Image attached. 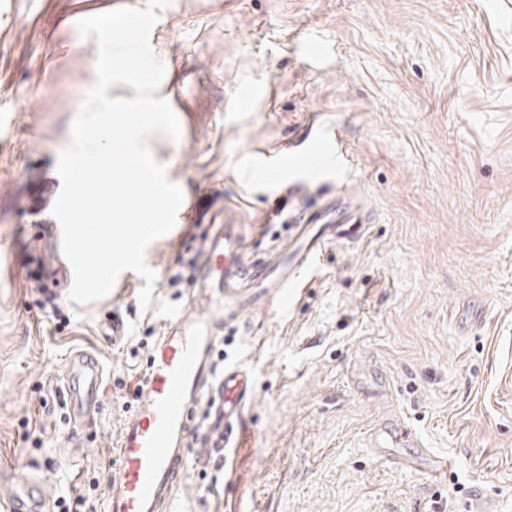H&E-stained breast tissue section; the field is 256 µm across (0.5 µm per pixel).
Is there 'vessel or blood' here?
<instances>
[{
  "label": "vessel or blood",
  "mask_w": 512,
  "mask_h": 512,
  "mask_svg": "<svg viewBox=\"0 0 512 512\" xmlns=\"http://www.w3.org/2000/svg\"><path fill=\"white\" fill-rule=\"evenodd\" d=\"M325 140L327 150L316 164L327 169L342 163L345 152L338 136L329 134ZM287 221L293 233L269 259L248 257L241 225L229 220L210 228L199 266L205 285L186 312L164 323L147 356L138 402L123 422L108 471L106 512H174L176 492L188 478L189 433L207 394L221 390L228 441L243 425L255 394L254 379L245 369L225 367L220 379L214 374V353L225 327L240 322L245 312L287 309L302 271L336 241L362 239L370 217L358 203L326 191L319 205L290 208ZM66 371V443L77 448L102 411L106 373L104 364L85 352L70 355ZM370 440L379 457L403 442L417 450L413 465L432 475L444 467L420 448L407 427L378 426ZM0 512H47L42 482L17 481L12 468L1 466Z\"/></svg>",
  "instance_id": "1"
}]
</instances>
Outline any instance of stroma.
Listing matches in <instances>:
<instances>
[{
  "instance_id": "1",
  "label": "stroma",
  "mask_w": 512,
  "mask_h": 512,
  "mask_svg": "<svg viewBox=\"0 0 512 512\" xmlns=\"http://www.w3.org/2000/svg\"><path fill=\"white\" fill-rule=\"evenodd\" d=\"M147 0H6L0 6V465L41 479L48 500L106 477L126 414L116 381H136L130 351L186 307L170 287L194 224H243L249 254L273 256L290 233L267 220L273 199L327 189L371 213L358 243L332 245L302 275L284 313L257 311L224 330L225 365L256 392L223 494L190 474L178 512H512V0H172L152 50L159 93L180 124L151 152L200 207L145 253L155 271L123 272L87 305L51 285L47 302L24 263L58 264L51 203L71 124L96 80L81 19ZM322 56L308 64L309 33ZM337 130L340 172L289 154L309 125ZM280 152L279 169L264 167ZM126 322L112 343L113 316ZM107 369L103 409L83 447L66 448L58 392L70 353ZM361 388L347 383L349 373ZM402 419L448 467L431 476L380 460L374 424Z\"/></svg>"
}]
</instances>
